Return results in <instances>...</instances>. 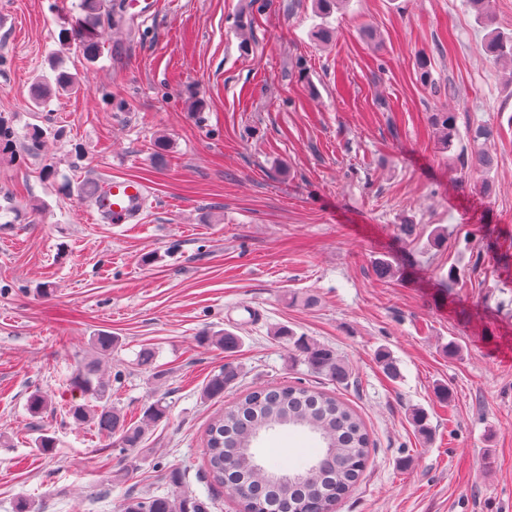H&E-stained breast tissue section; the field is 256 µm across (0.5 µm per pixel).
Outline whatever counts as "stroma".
I'll return each mask as SVG.
<instances>
[{
  "instance_id": "obj_1",
  "label": "stroma",
  "mask_w": 512,
  "mask_h": 512,
  "mask_svg": "<svg viewBox=\"0 0 512 512\" xmlns=\"http://www.w3.org/2000/svg\"><path fill=\"white\" fill-rule=\"evenodd\" d=\"M118 2L104 0L90 64L59 39L75 0H0V114L21 134L55 131L38 156L0 159V512L25 496L38 512H119L124 496L169 493L172 468L211 512H240L205 471V430L281 382L335 391L370 434L335 512H512V70L489 61L463 0H347L324 43L312 0H161L153 21L114 23ZM55 58L81 90L32 115ZM440 109L461 136L492 127L487 190L436 144ZM112 177L150 185L141 223L91 218L88 189ZM278 326L329 346L349 379L291 362ZM224 329L235 351L200 343ZM100 332L122 342L104 371L121 375L112 402L128 421L153 394L170 406L118 486L110 439L68 414ZM145 347L150 371L136 366ZM227 363L237 379L203 400ZM37 388L51 405L34 418ZM41 431L53 455L33 449Z\"/></svg>"
}]
</instances>
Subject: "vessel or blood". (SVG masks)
<instances>
[{"mask_svg": "<svg viewBox=\"0 0 512 512\" xmlns=\"http://www.w3.org/2000/svg\"><path fill=\"white\" fill-rule=\"evenodd\" d=\"M150 187L145 182L115 177L99 185L91 199L94 211L114 224H137L146 207Z\"/></svg>", "mask_w": 512, "mask_h": 512, "instance_id": "b4317fda", "label": "vessel or blood"}]
</instances>
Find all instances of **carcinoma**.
I'll return each mask as SVG.
<instances>
[{"instance_id": "carcinoma-1", "label": "carcinoma", "mask_w": 512, "mask_h": 512, "mask_svg": "<svg viewBox=\"0 0 512 512\" xmlns=\"http://www.w3.org/2000/svg\"><path fill=\"white\" fill-rule=\"evenodd\" d=\"M489 0H466L476 22L485 32V51L502 66H512V33L496 26L488 9ZM103 0H78L74 24L60 32L62 41L75 48L93 64L104 54L105 40L101 31ZM53 78L42 77L32 88V102L40 109L56 93H74L79 82L76 75L57 63L51 65ZM431 126L448 158L460 170H477L485 175L493 169L495 158L479 141H488L493 130L486 126L471 129L472 143L478 148H460V132L453 112H434ZM47 130L37 124L28 126L24 134L26 149L35 154L40 150ZM18 136L11 120L0 114V157H15ZM273 336L288 347L289 358L302 360L315 372L339 384L344 383L349 370L332 349L308 338L298 336L285 326ZM200 342L225 350L241 345V337L226 330L205 333ZM92 356L84 359L72 377L71 387L79 400L69 407V414L78 424L92 423L97 430L113 440L120 454L128 456L143 449L146 427L167 417L166 397L156 395L143 407V421L134 424L120 409L112 406V382L104 377L102 362L121 347L116 336L99 333L91 338ZM237 368L223 367L211 376L202 396L206 400L224 396V389L237 378ZM50 403L49 395L33 390L26 404L27 412L36 417ZM301 433L313 440L316 455L293 464L304 471V477L288 485L272 481L269 471L284 464L257 457V462L239 461L242 448L259 449V444L272 433ZM32 445L41 455H51L56 439L45 433L33 438ZM369 434L356 411L340 397L304 383L262 387L246 393L208 424L206 430L205 466L212 479L238 494L241 512H331L336 502L346 497L359 482L370 455ZM203 500L186 493L128 496L120 504V512H209Z\"/></svg>"}]
</instances>
